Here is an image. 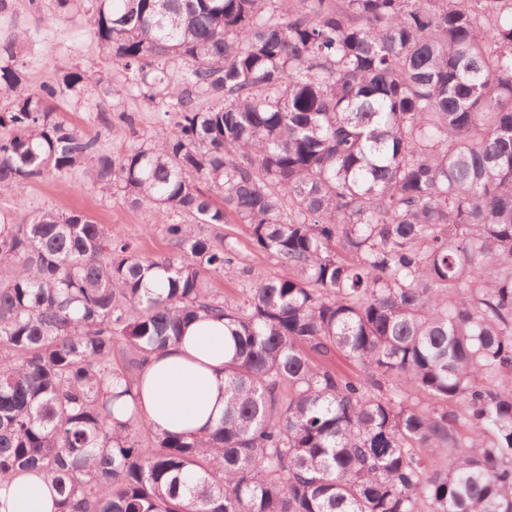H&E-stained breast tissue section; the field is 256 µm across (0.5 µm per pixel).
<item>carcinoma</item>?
<instances>
[{
    "mask_svg": "<svg viewBox=\"0 0 512 512\" xmlns=\"http://www.w3.org/2000/svg\"><path fill=\"white\" fill-rule=\"evenodd\" d=\"M88 28L173 128L104 152L50 101L109 81L28 92L8 38L0 191L82 169L174 253L0 214V479L58 512H512V0H95ZM186 216L280 273L224 301L236 246ZM201 313L224 417L161 435L133 385ZM203 233L211 237H218L222 235L229 236L231 240L235 241L236 248L239 252V265L240 267H249L257 272L266 274H274L278 271V264L274 258L264 252L253 249L249 242L248 235L245 227L241 224H223V226L211 227L209 225L198 226ZM245 276H239L232 279L224 276H213L207 282V288L213 290L214 293L224 296V299L230 302H242L246 297V289L249 288L251 280Z\"/></svg>",
    "mask_w": 512,
    "mask_h": 512,
    "instance_id": "obj_1",
    "label": "carcinoma"
}]
</instances>
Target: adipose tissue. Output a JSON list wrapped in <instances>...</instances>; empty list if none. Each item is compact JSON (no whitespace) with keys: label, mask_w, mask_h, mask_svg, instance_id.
<instances>
[{"label":"adipose tissue","mask_w":512,"mask_h":512,"mask_svg":"<svg viewBox=\"0 0 512 512\" xmlns=\"http://www.w3.org/2000/svg\"><path fill=\"white\" fill-rule=\"evenodd\" d=\"M145 419L160 433L203 435L224 414V325L198 319L179 344L158 350L134 387ZM52 491L37 478L0 481V512H53Z\"/></svg>","instance_id":"1"}]
</instances>
